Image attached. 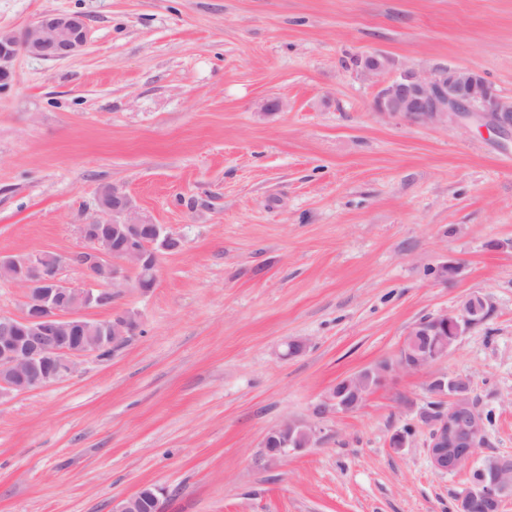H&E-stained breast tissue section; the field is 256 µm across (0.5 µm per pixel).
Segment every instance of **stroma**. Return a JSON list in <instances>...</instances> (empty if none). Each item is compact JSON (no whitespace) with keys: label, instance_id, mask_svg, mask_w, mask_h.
<instances>
[{"label":"stroma","instance_id":"obj_1","mask_svg":"<svg viewBox=\"0 0 512 512\" xmlns=\"http://www.w3.org/2000/svg\"><path fill=\"white\" fill-rule=\"evenodd\" d=\"M65 12L84 49L0 80V255L78 252L107 186L183 244L90 311L138 314L124 346L0 399V512L145 487L163 512H457L468 474L426 453L433 374L470 379L484 453L512 455V137L376 112L345 62L467 67L512 97V0H0V32ZM476 294L489 314L444 360L316 415ZM286 419L319 440L266 465Z\"/></svg>","mask_w":512,"mask_h":512}]
</instances>
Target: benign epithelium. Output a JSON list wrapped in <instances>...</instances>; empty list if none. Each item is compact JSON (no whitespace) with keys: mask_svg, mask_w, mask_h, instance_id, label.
Here are the masks:
<instances>
[{"mask_svg":"<svg viewBox=\"0 0 512 512\" xmlns=\"http://www.w3.org/2000/svg\"><path fill=\"white\" fill-rule=\"evenodd\" d=\"M88 18L79 13H51L39 17L19 35L0 34V78L9 76L5 64L20 54L63 60L87 43ZM354 74L376 87V111L428 124L466 126L484 123L496 131L512 132V99L485 94L469 68L436 66L421 70L400 66L389 55L366 52L357 56ZM103 215L112 221L79 225L85 249L75 255L90 285L76 286L60 276L63 261L48 251L0 256V284L21 290L19 315L0 313V398L25 394L75 374L83 361L104 349L123 346L134 334L138 319L130 310H118L105 320L87 312L112 304L114 289L127 284L125 271L156 272L159 253L181 248V239L161 224H153L118 188L99 194ZM488 306L481 295L464 301L453 313L418 322L405 338L398 355L333 385L316 414L353 412L370 392L395 370L426 369L448 355V327L463 336ZM430 386L448 410L431 417L427 452L439 473L472 472L485 443L484 417L470 397L471 381L462 376L435 375ZM318 432L311 424L284 421L263 437V458L269 465L291 452L314 446ZM512 498V457L502 455L496 467L479 481L468 483L458 499L480 500L485 512H502Z\"/></svg>","mask_w":512,"mask_h":512,"instance_id":"benign-epithelium-1","label":"benign epithelium"}]
</instances>
